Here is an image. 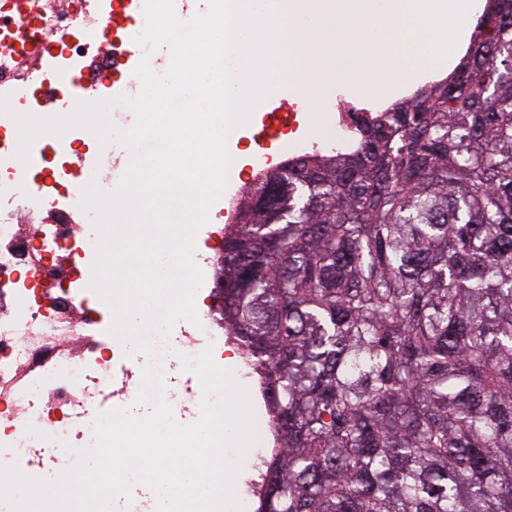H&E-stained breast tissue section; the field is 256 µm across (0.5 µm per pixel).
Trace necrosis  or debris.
Here are the masks:
<instances>
[{
    "instance_id": "obj_1",
    "label": "necrosis or debris",
    "mask_w": 512,
    "mask_h": 512,
    "mask_svg": "<svg viewBox=\"0 0 512 512\" xmlns=\"http://www.w3.org/2000/svg\"><path fill=\"white\" fill-rule=\"evenodd\" d=\"M110 4L101 0H6L0 6V88L17 90L14 110L28 107L31 89L44 85L36 56L52 58L56 72L121 50L133 36L111 31ZM354 103L320 115L334 136L292 141L294 154L307 147L336 151L350 146ZM8 122H0V460L21 475L38 478V465L65 463L74 449L94 441L97 406L119 398L135 401L141 377L123 366L114 347L94 335L108 331L113 314L92 288V257L99 240L82 213L66 209L88 185L116 189L119 159L101 169L79 170L83 147L96 144L83 127L66 130L62 147L47 151L45 178L28 172ZM196 320H185L177 352L194 357L212 351L224 360V336L214 326L206 297H195Z\"/></svg>"
}]
</instances>
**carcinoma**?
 Segmentation results:
<instances>
[{"label": "carcinoma", "mask_w": 512, "mask_h": 512, "mask_svg": "<svg viewBox=\"0 0 512 512\" xmlns=\"http://www.w3.org/2000/svg\"><path fill=\"white\" fill-rule=\"evenodd\" d=\"M361 132L224 226L215 313L274 428L256 512H512V0Z\"/></svg>", "instance_id": "cac0c4a2"}]
</instances>
